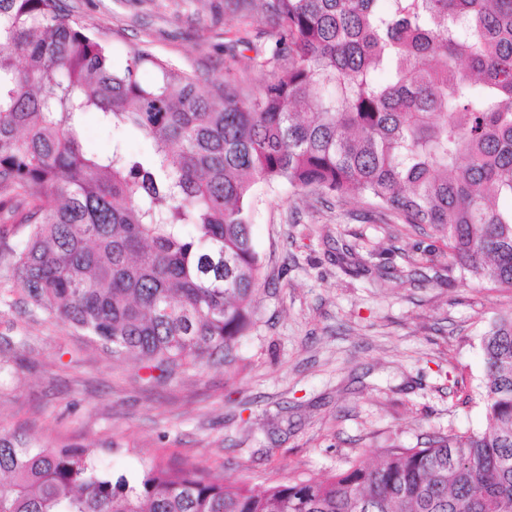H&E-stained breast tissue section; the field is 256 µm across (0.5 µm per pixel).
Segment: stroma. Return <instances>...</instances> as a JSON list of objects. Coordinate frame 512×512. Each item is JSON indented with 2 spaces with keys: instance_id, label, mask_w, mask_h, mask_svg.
<instances>
[{
  "instance_id": "35a3bbf8",
  "label": "stroma",
  "mask_w": 512,
  "mask_h": 512,
  "mask_svg": "<svg viewBox=\"0 0 512 512\" xmlns=\"http://www.w3.org/2000/svg\"><path fill=\"white\" fill-rule=\"evenodd\" d=\"M106 34L112 66L145 49L198 77L267 75L224 0H64ZM251 233L262 260L254 323L232 362L170 377L139 368L42 310L0 304V430L100 447L135 474L144 457L263 487L323 478L433 431L481 430V339L512 294L448 267V242L393 223L357 195L259 186Z\"/></svg>"
}]
</instances>
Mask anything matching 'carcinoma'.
I'll use <instances>...</instances> for the list:
<instances>
[{
  "mask_svg": "<svg viewBox=\"0 0 512 512\" xmlns=\"http://www.w3.org/2000/svg\"><path fill=\"white\" fill-rule=\"evenodd\" d=\"M61 2L0 0V289L148 368L219 366L260 284L255 187L286 183L425 224L463 279L512 291V0H224L269 20L255 88L141 49L116 71ZM88 112L106 155L83 151ZM482 350L484 429L261 490L1 430L0 512H512V303Z\"/></svg>",
  "mask_w": 512,
  "mask_h": 512,
  "instance_id": "carcinoma-1",
  "label": "carcinoma"
}]
</instances>
